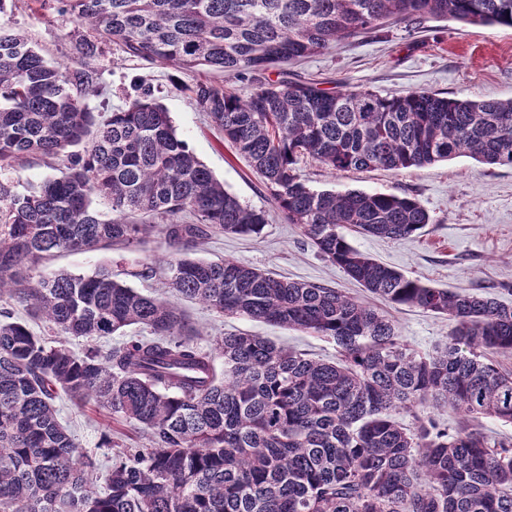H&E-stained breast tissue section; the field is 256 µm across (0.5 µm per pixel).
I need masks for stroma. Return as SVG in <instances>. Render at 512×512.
I'll return each instance as SVG.
<instances>
[{
    "label": "stroma",
    "instance_id": "1",
    "mask_svg": "<svg viewBox=\"0 0 512 512\" xmlns=\"http://www.w3.org/2000/svg\"><path fill=\"white\" fill-rule=\"evenodd\" d=\"M0 27L24 33L48 59L88 73L91 85L84 102L92 112L106 116L120 110L133 97L136 85H151L169 110L180 138L223 182L225 190L245 205L269 208L260 176L236 156L223 133L198 111L193 100L196 84L216 80V73L203 67L177 72L168 65L130 56L109 40L99 42L95 55L84 56L79 45L90 31L62 12L57 0H5ZM285 75L320 82L332 91L369 90L392 96L418 89L448 97L507 100L512 98V29L462 28L444 21L410 32L398 24L378 36L335 43L324 53L287 68L269 69L263 78L276 81ZM298 173L315 190H363L414 198L431 217L421 234L392 241L351 231L347 234L350 244L423 284L488 293L512 307L511 167L485 165L462 156L398 172H337L306 160L300 163ZM174 252L168 238L156 232L135 252H62L39 266L36 273L44 278L61 271L89 275L108 267L129 286L158 294L163 290L159 280L135 279L128 272L134 261H158ZM192 254L208 260H238L289 279L326 284L352 296L363 293L358 283L311 246L298 226L274 213L260 235H215ZM187 309L205 345L225 333H246L271 338L329 362L338 357L335 343L317 336L243 317H220L195 302L188 303ZM385 312L420 353L433 352L448 340L451 326L444 317L391 305ZM56 407L61 422L95 460L98 479H105L112 465L114 443L129 448L145 444L132 425L95 405L75 404L62 397Z\"/></svg>",
    "mask_w": 512,
    "mask_h": 512
}]
</instances>
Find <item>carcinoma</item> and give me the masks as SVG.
<instances>
[{
	"label": "carcinoma",
	"mask_w": 512,
	"mask_h": 512,
	"mask_svg": "<svg viewBox=\"0 0 512 512\" xmlns=\"http://www.w3.org/2000/svg\"><path fill=\"white\" fill-rule=\"evenodd\" d=\"M58 2L134 57L223 72L225 82L195 87L197 108L263 178L272 207L366 297L186 255L213 233L259 234L267 211L224 190L150 92L99 120L82 102L86 73L0 29V170L42 158L58 171L22 193L0 188V300L25 304L54 336L0 311V512H512V438L476 427L483 417L512 425V370L485 358L512 354V308L424 285L343 233L413 238L430 223L415 199L317 191L297 173L305 158L336 171L457 156L512 167V99L382 97L313 81L259 82L246 94L227 86L391 21L512 28V0ZM95 196L110 200L111 219L92 209ZM159 227L175 255L131 276L164 274L173 301L106 267L31 274L59 251L132 250ZM180 299L329 339L339 357L315 360L255 335L205 348ZM379 301L448 318V342L420 354ZM130 326L147 335L105 350L70 346ZM61 393L147 432V447L115 449L100 492L95 461L58 418ZM431 402L455 416L453 430L428 415Z\"/></svg>",
	"instance_id": "obj_1"
}]
</instances>
